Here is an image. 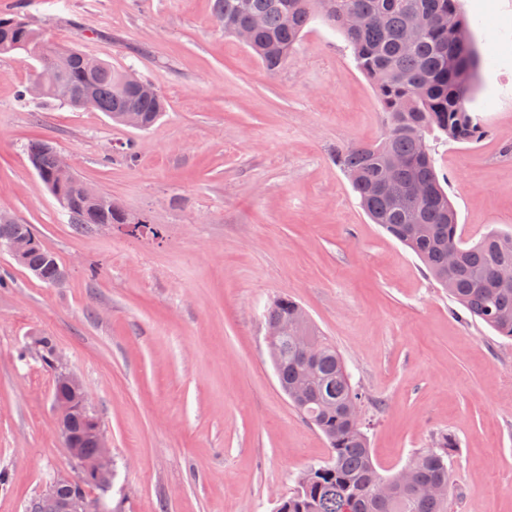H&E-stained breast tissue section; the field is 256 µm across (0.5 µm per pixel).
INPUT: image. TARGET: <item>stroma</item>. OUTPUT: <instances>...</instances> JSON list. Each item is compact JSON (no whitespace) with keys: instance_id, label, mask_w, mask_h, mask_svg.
<instances>
[{"instance_id":"35a3bbf8","label":"stroma","mask_w":512,"mask_h":512,"mask_svg":"<svg viewBox=\"0 0 512 512\" xmlns=\"http://www.w3.org/2000/svg\"><path fill=\"white\" fill-rule=\"evenodd\" d=\"M482 64L468 104L487 133L435 147L461 236L512 233V0H461ZM55 45L134 71L165 99L149 130L32 103L22 53L0 54V212L68 271L48 286L0 251V512H26L77 468L56 431L50 337L112 444L122 512H275L329 458L281 391L264 313L295 299L361 393L380 473L441 436L449 512H512V340L467 318L418 258L373 224L336 161L384 134L343 35L304 31L266 71L212 0H0ZM50 143L147 232L84 231L28 158ZM135 160H128L127 150Z\"/></svg>"}]
</instances>
